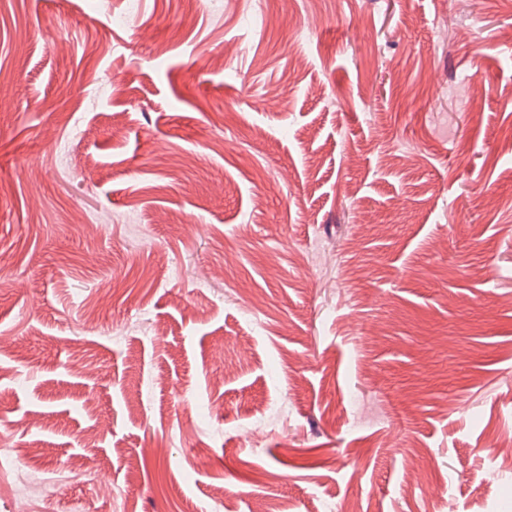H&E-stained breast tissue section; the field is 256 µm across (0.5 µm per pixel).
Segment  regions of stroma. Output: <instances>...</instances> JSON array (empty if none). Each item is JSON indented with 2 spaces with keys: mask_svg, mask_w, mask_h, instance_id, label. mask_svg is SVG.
Masks as SVG:
<instances>
[{
  "mask_svg": "<svg viewBox=\"0 0 512 512\" xmlns=\"http://www.w3.org/2000/svg\"><path fill=\"white\" fill-rule=\"evenodd\" d=\"M0 90V512H512V0H0Z\"/></svg>",
  "mask_w": 512,
  "mask_h": 512,
  "instance_id": "stroma-1",
  "label": "stroma"
}]
</instances>
